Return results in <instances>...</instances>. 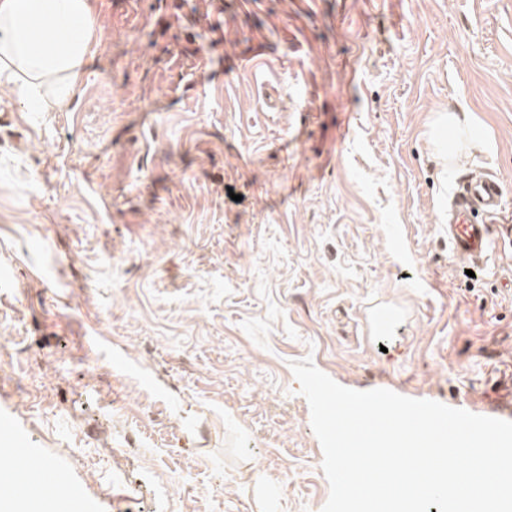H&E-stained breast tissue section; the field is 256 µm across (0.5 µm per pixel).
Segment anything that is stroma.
I'll return each mask as SVG.
<instances>
[{"mask_svg": "<svg viewBox=\"0 0 512 512\" xmlns=\"http://www.w3.org/2000/svg\"><path fill=\"white\" fill-rule=\"evenodd\" d=\"M69 107L0 93V470L39 512H322L291 362L479 414L512 239L464 278L461 175L512 216V0H95ZM469 112L441 164L440 112Z\"/></svg>", "mask_w": 512, "mask_h": 512, "instance_id": "stroma-1", "label": "stroma"}]
</instances>
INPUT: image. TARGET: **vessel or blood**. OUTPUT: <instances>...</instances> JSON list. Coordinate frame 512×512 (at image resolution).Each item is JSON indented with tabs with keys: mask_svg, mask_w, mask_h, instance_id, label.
Returning <instances> with one entry per match:
<instances>
[{
	"mask_svg": "<svg viewBox=\"0 0 512 512\" xmlns=\"http://www.w3.org/2000/svg\"><path fill=\"white\" fill-rule=\"evenodd\" d=\"M506 188L494 176L471 175L460 178L441 216L448 230V243L455 259L474 269L487 258L490 227L502 217Z\"/></svg>",
	"mask_w": 512,
	"mask_h": 512,
	"instance_id": "b4317fda",
	"label": "vessel or blood"
}]
</instances>
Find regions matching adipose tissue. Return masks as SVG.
Wrapping results in <instances>:
<instances>
[{
  "label": "adipose tissue",
  "instance_id": "ef3b65f1",
  "mask_svg": "<svg viewBox=\"0 0 512 512\" xmlns=\"http://www.w3.org/2000/svg\"><path fill=\"white\" fill-rule=\"evenodd\" d=\"M92 0H0V90L31 112L67 108L93 56Z\"/></svg>",
  "mask_w": 512,
  "mask_h": 512
}]
</instances>
